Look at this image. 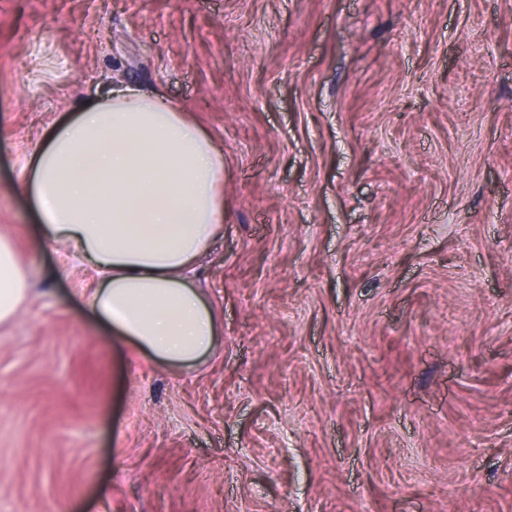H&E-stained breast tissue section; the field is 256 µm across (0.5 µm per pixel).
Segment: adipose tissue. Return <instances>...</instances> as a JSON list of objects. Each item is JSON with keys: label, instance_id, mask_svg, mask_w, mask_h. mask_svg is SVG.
Wrapping results in <instances>:
<instances>
[{"label": "adipose tissue", "instance_id": "1", "mask_svg": "<svg viewBox=\"0 0 512 512\" xmlns=\"http://www.w3.org/2000/svg\"><path fill=\"white\" fill-rule=\"evenodd\" d=\"M45 243L71 246L97 280L87 302L157 361L193 366L219 334L191 273L224 222V155L159 94L121 82L26 155ZM29 299L0 236V324Z\"/></svg>", "mask_w": 512, "mask_h": 512}]
</instances>
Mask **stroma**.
Instances as JSON below:
<instances>
[{"label":"stroma","mask_w":512,"mask_h":512,"mask_svg":"<svg viewBox=\"0 0 512 512\" xmlns=\"http://www.w3.org/2000/svg\"><path fill=\"white\" fill-rule=\"evenodd\" d=\"M122 80L224 154L166 366L41 246L24 157ZM0 512H512V0H0ZM29 299L27 277L20 268L13 246L0 236V325L10 322Z\"/></svg>","instance_id":"obj_1"}]
</instances>
